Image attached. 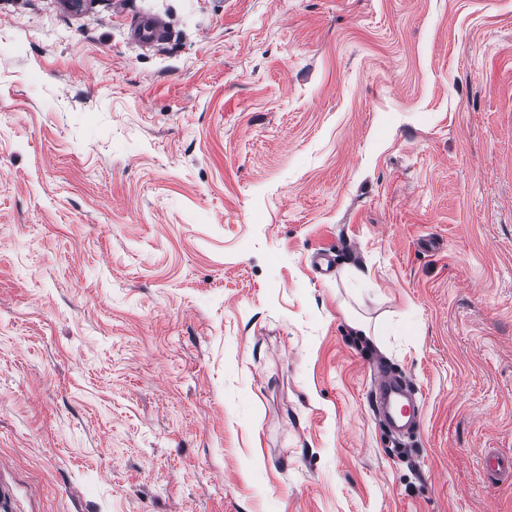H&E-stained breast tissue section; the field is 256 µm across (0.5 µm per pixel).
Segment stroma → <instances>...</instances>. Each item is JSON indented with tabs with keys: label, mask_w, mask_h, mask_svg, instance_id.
I'll return each instance as SVG.
<instances>
[{
	"label": "stroma",
	"mask_w": 512,
	"mask_h": 512,
	"mask_svg": "<svg viewBox=\"0 0 512 512\" xmlns=\"http://www.w3.org/2000/svg\"><path fill=\"white\" fill-rule=\"evenodd\" d=\"M499 453L512 0H0V512H512ZM409 393V383L392 372L380 373L375 384L374 404L379 413L389 418L393 427L400 428L397 418H408L413 422L418 416V407L414 404H404L399 415L388 414V406L396 398H405Z\"/></svg>",
	"instance_id": "obj_1"
}]
</instances>
